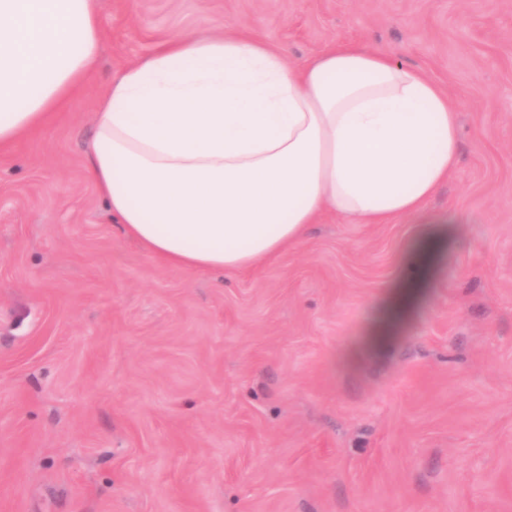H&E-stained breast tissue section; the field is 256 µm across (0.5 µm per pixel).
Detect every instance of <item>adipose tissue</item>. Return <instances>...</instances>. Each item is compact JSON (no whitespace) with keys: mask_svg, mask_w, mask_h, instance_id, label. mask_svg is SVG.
Returning a JSON list of instances; mask_svg holds the SVG:
<instances>
[{"mask_svg":"<svg viewBox=\"0 0 512 512\" xmlns=\"http://www.w3.org/2000/svg\"><path fill=\"white\" fill-rule=\"evenodd\" d=\"M100 54L94 0H0V148L47 125ZM458 109L418 69L362 43L291 65L255 38L181 37L114 78L90 175L124 234L162 263L242 271L345 224L419 215L459 165ZM448 240L418 242L410 307Z\"/></svg>","mask_w":512,"mask_h":512,"instance_id":"obj_1","label":"adipose tissue"}]
</instances>
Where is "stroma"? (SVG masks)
I'll return each instance as SVG.
<instances>
[{"mask_svg": "<svg viewBox=\"0 0 512 512\" xmlns=\"http://www.w3.org/2000/svg\"><path fill=\"white\" fill-rule=\"evenodd\" d=\"M96 71L0 154V512H512V0H96ZM363 42L460 106L448 249L390 342L418 218L325 214L246 271L157 262L88 170L97 102L163 42Z\"/></svg>", "mask_w": 512, "mask_h": 512, "instance_id": "stroma-1", "label": "stroma"}]
</instances>
